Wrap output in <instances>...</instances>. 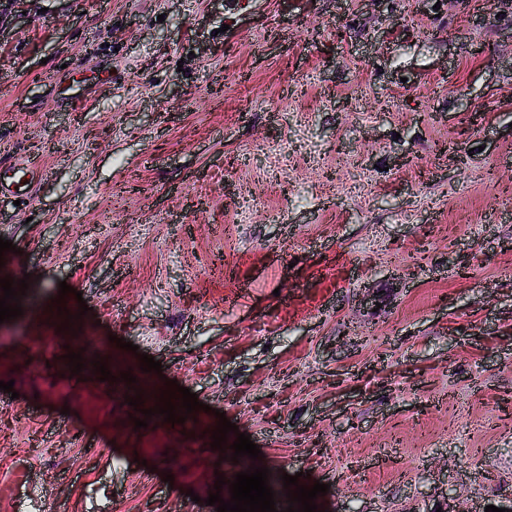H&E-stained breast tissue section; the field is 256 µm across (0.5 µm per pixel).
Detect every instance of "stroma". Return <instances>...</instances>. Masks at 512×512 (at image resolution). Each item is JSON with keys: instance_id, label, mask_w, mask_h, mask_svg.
I'll use <instances>...</instances> for the list:
<instances>
[{"instance_id": "obj_1", "label": "stroma", "mask_w": 512, "mask_h": 512, "mask_svg": "<svg viewBox=\"0 0 512 512\" xmlns=\"http://www.w3.org/2000/svg\"><path fill=\"white\" fill-rule=\"evenodd\" d=\"M23 157L0 278L41 312L0 329V512H216L220 411L320 512L512 498V0H0ZM340 247L343 288L301 278ZM63 282L89 311L44 355ZM113 335L115 381L70 373ZM142 352L193 422L135 428ZM41 179L38 166L27 159H16L0 166V197L29 200Z\"/></svg>"}]
</instances>
